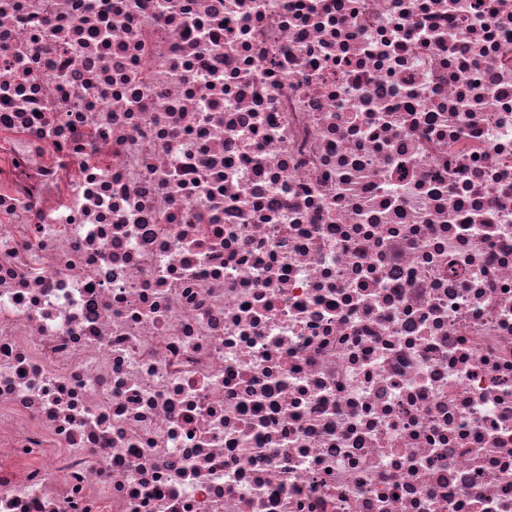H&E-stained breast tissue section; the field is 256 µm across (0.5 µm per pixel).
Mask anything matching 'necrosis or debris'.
I'll return each instance as SVG.
<instances>
[{"label": "necrosis or debris", "mask_w": 512, "mask_h": 512, "mask_svg": "<svg viewBox=\"0 0 512 512\" xmlns=\"http://www.w3.org/2000/svg\"><path fill=\"white\" fill-rule=\"evenodd\" d=\"M0 512H512V0H0Z\"/></svg>", "instance_id": "1"}]
</instances>
